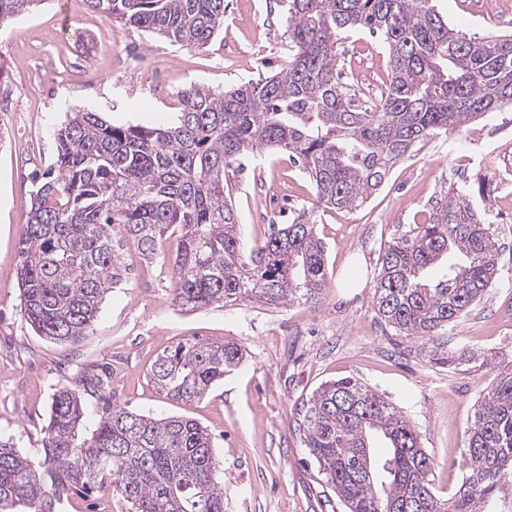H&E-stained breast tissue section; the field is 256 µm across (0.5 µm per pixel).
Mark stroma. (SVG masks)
<instances>
[{
	"label": "stroma",
	"instance_id": "1",
	"mask_svg": "<svg viewBox=\"0 0 512 512\" xmlns=\"http://www.w3.org/2000/svg\"><path fill=\"white\" fill-rule=\"evenodd\" d=\"M455 28L478 36L512 33V0L487 11L484 0H436ZM224 28L204 48L113 21L84 0H39L0 23V437L39 457L53 394L83 374H103L102 391L82 392L85 425L104 399L156 418L180 416L207 427L215 445L224 512H342L305 448L300 408L323 383L353 377L405 415L434 461L444 498L461 486L460 460L476 402L512 363V195L494 182L477 192L492 165L471 139L512 145V110L492 112L462 131L418 143L360 208L317 212L326 246L319 304L267 308L244 302L188 311L175 300L161 261L124 249L128 273L104 297L92 330L75 342L36 335L21 312L19 240L36 174L55 161L54 133L72 112L100 113L114 125L172 124L179 93L191 85L221 92L243 79L279 72L288 59L283 0H224ZM343 78L358 103L384 98L390 67L384 45L364 32L338 47ZM244 251L269 225L309 206L313 186L287 155L264 151L230 175ZM465 191L477 211L495 205L491 231L502 254L500 279L440 338L449 354L474 352L483 365L435 360L430 345L398 335L376 315L379 257L394 236L424 223L436 201ZM241 347L243 359L200 400L183 404L150 381L157 356L184 339Z\"/></svg>",
	"mask_w": 512,
	"mask_h": 512
}]
</instances>
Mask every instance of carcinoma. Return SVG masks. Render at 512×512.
<instances>
[{"label": "carcinoma", "instance_id": "carcinoma-1", "mask_svg": "<svg viewBox=\"0 0 512 512\" xmlns=\"http://www.w3.org/2000/svg\"><path fill=\"white\" fill-rule=\"evenodd\" d=\"M41 0H0V21ZM434 0H285L291 51L282 70L216 93L181 91L170 126L113 125L74 112L55 132L56 161L35 180L17 275L22 311L40 336L75 342L125 276L132 243L165 257L179 305L195 311L246 301L269 308L317 300L324 243L311 213L271 224L244 254L228 170L270 150L298 161L315 190L312 208L352 210L387 181L419 142L459 132L512 108V35L470 36L448 24ZM115 21L203 48L224 28V0H85ZM379 36L390 83L374 108L341 82L337 47L349 32ZM374 288L377 317L404 336L436 344L495 285L498 245L465 194L437 204L423 224L393 238ZM243 353L235 344L180 341L155 360L150 379L166 397L205 396ZM303 443L345 512H484L512 480V369L479 397L456 494L434 492L433 462L411 423L354 378L322 385L301 409ZM79 394L58 389L34 461L0 439V512H62L69 495L113 490L133 512H224V486L207 429L110 403L88 437ZM379 436L388 453L370 455Z\"/></svg>", "mask_w": 512, "mask_h": 512}]
</instances>
